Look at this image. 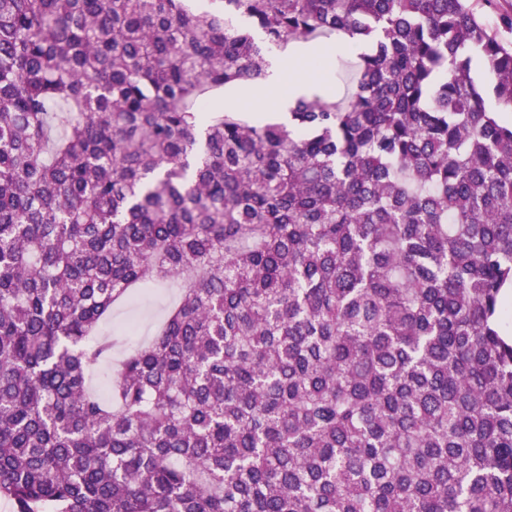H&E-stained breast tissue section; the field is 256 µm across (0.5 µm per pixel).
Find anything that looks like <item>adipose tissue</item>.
<instances>
[{
	"label": "adipose tissue",
	"instance_id": "obj_1",
	"mask_svg": "<svg viewBox=\"0 0 512 512\" xmlns=\"http://www.w3.org/2000/svg\"><path fill=\"white\" fill-rule=\"evenodd\" d=\"M330 77L329 69H312L307 58L281 53L273 59L267 80L252 86L248 101L260 111L272 104L292 103L328 84Z\"/></svg>",
	"mask_w": 512,
	"mask_h": 512
}]
</instances>
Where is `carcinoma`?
<instances>
[{
	"mask_svg": "<svg viewBox=\"0 0 512 512\" xmlns=\"http://www.w3.org/2000/svg\"><path fill=\"white\" fill-rule=\"evenodd\" d=\"M205 2L0 0V495L512 512L497 0ZM338 36L368 47L343 99L237 115L271 48ZM170 277L100 396L101 324Z\"/></svg>",
	"mask_w": 512,
	"mask_h": 512,
	"instance_id": "carcinoma-1",
	"label": "carcinoma"
}]
</instances>
